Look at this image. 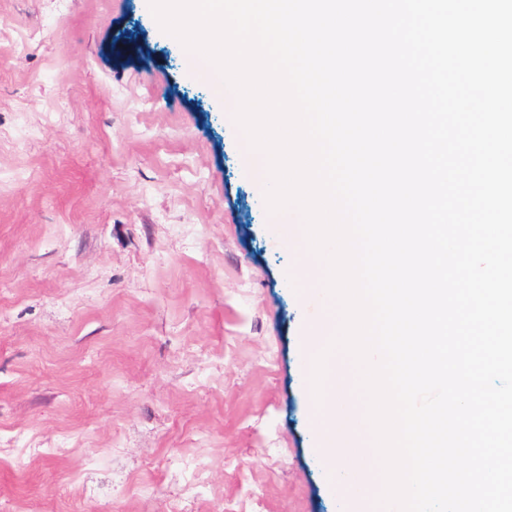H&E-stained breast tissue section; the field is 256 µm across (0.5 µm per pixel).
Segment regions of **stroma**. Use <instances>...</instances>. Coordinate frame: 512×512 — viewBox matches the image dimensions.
Wrapping results in <instances>:
<instances>
[{"label": "stroma", "instance_id": "stroma-1", "mask_svg": "<svg viewBox=\"0 0 512 512\" xmlns=\"http://www.w3.org/2000/svg\"><path fill=\"white\" fill-rule=\"evenodd\" d=\"M185 54L148 0H0V512H376L329 480L310 253Z\"/></svg>", "mask_w": 512, "mask_h": 512}]
</instances>
